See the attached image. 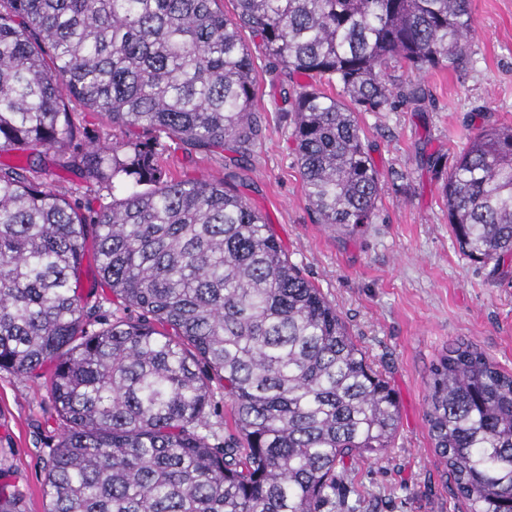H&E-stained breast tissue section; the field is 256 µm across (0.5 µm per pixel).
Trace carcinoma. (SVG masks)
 Masks as SVG:
<instances>
[{"label": "carcinoma", "mask_w": 512, "mask_h": 512, "mask_svg": "<svg viewBox=\"0 0 512 512\" xmlns=\"http://www.w3.org/2000/svg\"><path fill=\"white\" fill-rule=\"evenodd\" d=\"M0 0V369L53 367L68 430L46 468L48 512H323L337 470L384 453L399 427L387 381L238 192L177 178L168 146L205 154L260 132L259 39L282 65L292 136L318 220L374 223L378 171L357 121L425 89L419 72L466 57L470 0ZM336 87L337 93L326 91ZM125 138L83 147L76 113ZM121 198L87 214L38 182L42 157ZM463 255L512 256V126L486 125L447 173ZM137 319H101L79 274L87 242ZM233 432L204 434L209 381ZM426 420L474 512H512V373L464 342L432 370ZM0 472V512H17Z\"/></svg>", "instance_id": "1"}]
</instances>
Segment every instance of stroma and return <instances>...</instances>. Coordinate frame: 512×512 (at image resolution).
Listing matches in <instances>:
<instances>
[{"mask_svg": "<svg viewBox=\"0 0 512 512\" xmlns=\"http://www.w3.org/2000/svg\"><path fill=\"white\" fill-rule=\"evenodd\" d=\"M467 57L426 69L419 103L361 112L362 137L382 191L373 224L348 235L319 223L310 207L292 138L294 115L265 75L256 38V109L261 132L248 162L232 146L211 154L167 152L178 176L234 186L267 219L291 264L336 307L354 342L396 394L400 423L388 451L357 458L337 477V500L353 512H470L436 455L425 417L431 370L465 342L512 371V260L484 264L462 255L442 194L446 167L485 123L512 125V0H471ZM443 167H434L435 158ZM45 188L78 192L86 207L110 197L78 168L47 163ZM81 284L98 313L130 318L98 276L93 251ZM50 368L29 376L0 371V471L22 492L19 512H47L45 463L65 429L49 395Z\"/></svg>", "mask_w": 512, "mask_h": 512, "instance_id": "obj_1", "label": "stroma"}]
</instances>
